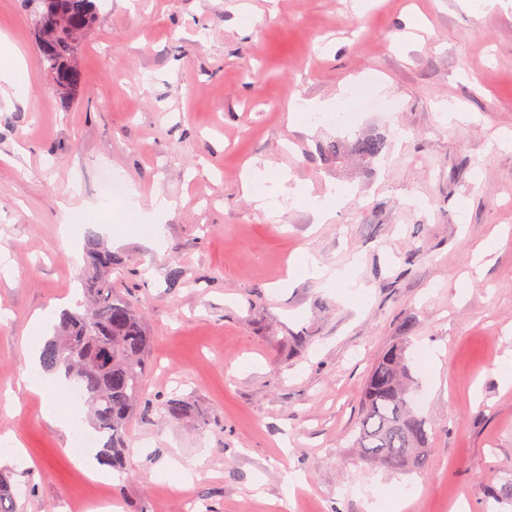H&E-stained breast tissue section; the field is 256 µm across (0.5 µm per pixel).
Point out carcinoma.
<instances>
[{"label":"carcinoma","mask_w":512,"mask_h":512,"mask_svg":"<svg viewBox=\"0 0 512 512\" xmlns=\"http://www.w3.org/2000/svg\"><path fill=\"white\" fill-rule=\"evenodd\" d=\"M48 14L33 15L41 60L60 101L69 105L84 78L78 64L81 36L98 22L93 0H52ZM386 147L383 134L346 143L336 140L324 152L339 158L349 149L374 158ZM117 260L97 238L88 239L87 269L81 277L89 306L66 315L56 335L44 346L41 363L48 371H64L80 384L91 425L102 444V458L114 467L126 459L124 428L136 411H162L173 419L188 414L185 401L173 395L154 402L147 392L149 354L153 336L141 308L112 288ZM414 387L405 348H388L368 374L362 391V418L355 446L369 463L391 470L419 471L426 465L427 421L413 408ZM9 476L0 473V512L14 503Z\"/></svg>","instance_id":"1"}]
</instances>
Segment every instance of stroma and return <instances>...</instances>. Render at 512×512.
<instances>
[{"label":"stroma","instance_id":"obj_1","mask_svg":"<svg viewBox=\"0 0 512 512\" xmlns=\"http://www.w3.org/2000/svg\"><path fill=\"white\" fill-rule=\"evenodd\" d=\"M86 81L62 106L40 65L25 0H0V34L29 72L0 101V469L15 512H484L512 478V0H98ZM376 108L355 133L389 130L375 160L320 147L336 125L291 119L295 99ZM255 166L306 187L272 213L244 195ZM173 208L152 233L90 217L108 173ZM341 189L327 219L311 205ZM72 199L63 215L60 203ZM119 260L112 286L154 338L148 391L183 419L135 415L113 481L93 480L70 402L18 389L33 317L79 310L84 246ZM494 250L478 256L479 246ZM327 269L303 270L306 259ZM180 270L183 283L172 286ZM406 344L414 405L428 420L421 472L362 462L351 443L367 374ZM183 470L171 469V460ZM298 475L299 485L287 482Z\"/></svg>","mask_w":512,"mask_h":512}]
</instances>
